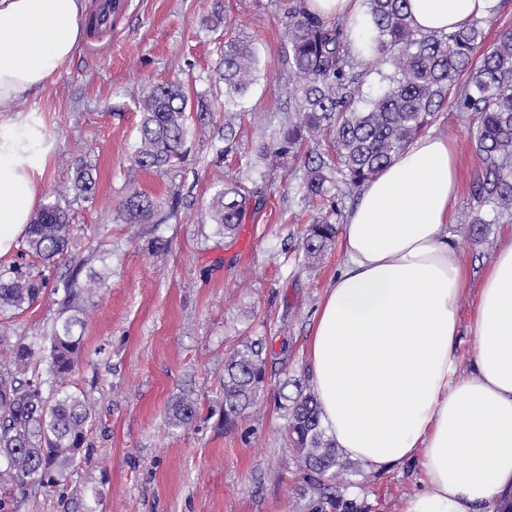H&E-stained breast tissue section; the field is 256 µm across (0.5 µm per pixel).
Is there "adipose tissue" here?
Returning <instances> with one entry per match:
<instances>
[{
	"label": "adipose tissue",
	"instance_id": "obj_1",
	"mask_svg": "<svg viewBox=\"0 0 512 512\" xmlns=\"http://www.w3.org/2000/svg\"><path fill=\"white\" fill-rule=\"evenodd\" d=\"M358 39L362 0H306ZM502 0H409L415 26L447 32ZM83 0H0V258L25 236L53 143L13 102L78 46ZM460 184L444 137L416 139L366 182L341 229L344 262L314 317L306 363L338 452L383 472L416 462L402 512H501L512 504V230L471 273L448 228ZM471 338L468 364L457 355Z\"/></svg>",
	"mask_w": 512,
	"mask_h": 512
}]
</instances>
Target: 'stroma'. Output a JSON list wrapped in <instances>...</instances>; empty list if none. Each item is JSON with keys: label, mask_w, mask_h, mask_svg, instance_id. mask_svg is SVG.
Masks as SVG:
<instances>
[{"label": "stroma", "mask_w": 512, "mask_h": 512, "mask_svg": "<svg viewBox=\"0 0 512 512\" xmlns=\"http://www.w3.org/2000/svg\"><path fill=\"white\" fill-rule=\"evenodd\" d=\"M122 3L110 30L84 33L73 57L14 104L54 142L39 203L68 186L79 163L91 165L96 180L92 200H61L92 234L74 243L52 277L81 265L109 283L85 308L86 357L65 383L94 406L90 448L60 491L24 501L19 512H308L282 406L296 393L294 380L308 376L314 311L344 252L337 241L306 259L303 234L320 209L302 200L304 160L260 153L293 109L294 81L282 63L287 0ZM240 29L253 37L258 59L241 107L217 113L211 124L191 122L181 167L131 172L138 103L150 84L178 79L191 93L223 99L215 68ZM473 125L471 114L447 108L427 132L456 144L461 188L452 240L477 274L508 221L473 195L482 173ZM230 183L261 190L264 203L227 238L204 216ZM132 186L163 202L178 199L174 216L160 224L117 221ZM470 212L489 222L484 242L460 221ZM156 239L167 241L165 251L151 252ZM61 310L60 295L45 292L33 305L1 313L0 336L43 335ZM247 336L265 338L273 357L263 391L228 431L220 424L224 358ZM181 396L198 403L186 428L170 420ZM418 478L411 462L380 474L355 460L337 470L335 483L370 512H401Z\"/></svg>", "instance_id": "stroma-1"}]
</instances>
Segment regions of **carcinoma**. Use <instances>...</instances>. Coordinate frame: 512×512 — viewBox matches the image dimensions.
I'll use <instances>...</instances> for the list:
<instances>
[{
    "label": "carcinoma",
    "mask_w": 512,
    "mask_h": 512,
    "mask_svg": "<svg viewBox=\"0 0 512 512\" xmlns=\"http://www.w3.org/2000/svg\"><path fill=\"white\" fill-rule=\"evenodd\" d=\"M369 26L363 55L377 66H388L387 84L372 97L363 95L368 71L350 54L344 26L307 9L305 0H289L286 8L285 58L296 79L294 115L272 144L276 156L295 155L319 136L332 152L306 154L302 199L327 202L328 208L307 225L303 250L316 258L331 247L338 228L339 186L332 177L339 167L344 183L360 186L390 165L426 128L444 106L472 112V132L483 166L474 185L479 200H491L499 215L512 219V32L483 49V20L448 33L418 30L408 0H365ZM256 62L252 37L245 31L224 43L216 69L224 84V109L237 104L254 80ZM140 147L131 159L138 171L169 170L186 158L189 114L202 121L214 105L202 96L191 98L183 84L169 80L152 85L138 105ZM71 190L89 199L96 190L91 168L76 167ZM261 192L239 184L219 190L205 214L218 233L232 237L247 213L262 205ZM159 204L133 188L122 200L117 220L124 224L154 222ZM84 232L71 222L59 200L49 201L29 224L24 254L39 265L28 270L13 265L0 271V313L34 304L46 289L62 293L64 312L53 322L47 339L32 336L10 345L0 359V512H19V503L67 480L81 451L89 447L86 426L92 408L84 395L48 390L65 381L79 366L84 321L80 304L96 289L107 287L96 271L81 281V268L54 282L46 271L67 255ZM263 338H245L224 361V417L234 426L263 390L268 368ZM48 363L52 381L37 369ZM296 396L283 406L286 432L300 462L301 476L311 491L309 512H364V506L333 486L336 468L344 467L336 443L321 422L317 395L296 384ZM197 416L193 401L182 399L172 409V424L183 427Z\"/></svg>",
    "instance_id": "1"
}]
</instances>
